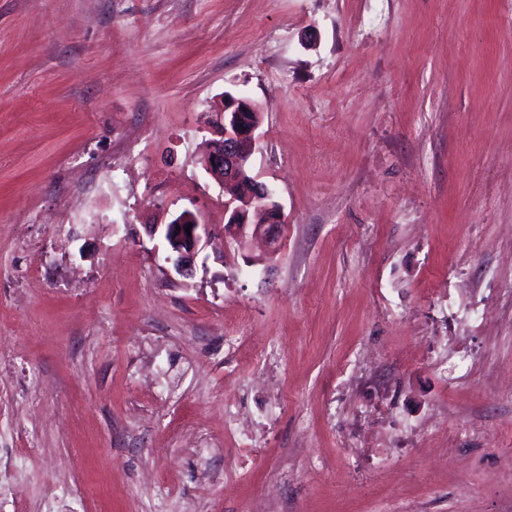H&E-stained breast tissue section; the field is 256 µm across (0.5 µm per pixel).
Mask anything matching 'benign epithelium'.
<instances>
[{
	"label": "benign epithelium",
	"instance_id": "7a95c632",
	"mask_svg": "<svg viewBox=\"0 0 512 512\" xmlns=\"http://www.w3.org/2000/svg\"><path fill=\"white\" fill-rule=\"evenodd\" d=\"M258 108L253 103L234 96L224 97L220 116L224 117L221 125V139L216 145L209 147L205 154L203 168L218 184H240L242 176L248 170L251 147L255 142L259 124L243 118L245 112H256ZM256 191L239 197L233 193L224 201V209L230 212L229 222L238 231V239L246 236L248 226L247 209L281 214V208L273 199L269 188L258 182H253ZM191 232H186V227ZM146 232L153 237L161 235L166 243L169 255L167 260L172 263L174 271L180 276L193 273L194 259L201 249L202 241L208 237L207 225L190 211L175 223L149 224Z\"/></svg>",
	"mask_w": 512,
	"mask_h": 512
}]
</instances>
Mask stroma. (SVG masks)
I'll list each match as a JSON object with an SVG mask.
<instances>
[{"instance_id":"obj_1","label":"stroma","mask_w":512,"mask_h":512,"mask_svg":"<svg viewBox=\"0 0 512 512\" xmlns=\"http://www.w3.org/2000/svg\"><path fill=\"white\" fill-rule=\"evenodd\" d=\"M227 92L275 251L202 169ZM256 502L512 512V0H0V512ZM188 224H192L191 236L186 232ZM145 229L150 237L160 233L169 252L167 260L178 275L190 276L193 273L194 259L201 249L203 238L209 235L207 225L196 214L186 211L176 223L149 224Z\"/></svg>"}]
</instances>
